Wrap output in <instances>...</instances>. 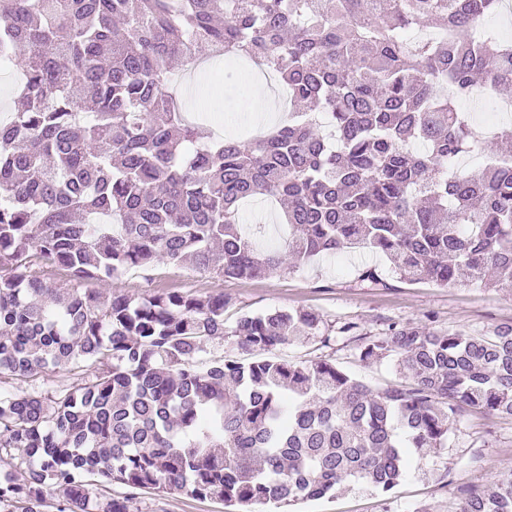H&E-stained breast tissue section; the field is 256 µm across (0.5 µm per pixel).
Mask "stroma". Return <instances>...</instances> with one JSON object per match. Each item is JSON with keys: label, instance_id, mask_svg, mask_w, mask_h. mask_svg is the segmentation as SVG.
<instances>
[{"label": "stroma", "instance_id": "stroma-1", "mask_svg": "<svg viewBox=\"0 0 512 512\" xmlns=\"http://www.w3.org/2000/svg\"><path fill=\"white\" fill-rule=\"evenodd\" d=\"M211 71L210 61L205 60L180 75L190 117L221 111L225 134L245 139L252 131L270 129L280 121L282 95L277 79L241 63L225 72L222 95L216 99L199 92ZM364 264L379 267L386 286L360 284L355 271ZM121 284L124 293L136 297L157 292L222 293L232 302L226 313L230 321L241 311L316 310L333 328L330 341L315 338L288 345L282 358L291 362L329 360L380 390L398 381L394 360L361 361V337L380 335L393 323L414 322L464 334L485 333L496 325L512 323V288L409 285L397 279L385 259L366 250L326 255L296 270L247 279L223 280L186 264H164L129 273ZM345 324L351 325V332H342ZM509 469L512 418L462 408L450 420L446 447L413 452L409 468L393 491L374 494L343 489L335 497L299 505L298 512H461L470 493L486 489L500 472ZM112 494L129 496V512H232L224 502L173 491L132 492L116 484Z\"/></svg>", "mask_w": 512, "mask_h": 512}]
</instances>
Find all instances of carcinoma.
Here are the masks:
<instances>
[{
  "mask_svg": "<svg viewBox=\"0 0 512 512\" xmlns=\"http://www.w3.org/2000/svg\"><path fill=\"white\" fill-rule=\"evenodd\" d=\"M499 0H0V58L23 76L0 121V512H127L97 487L234 505L318 500L346 482L382 493L410 448H443L469 406L512 417V323L481 336L391 325L359 357L397 358L382 391L283 347L319 335L304 308L241 314L223 294L120 291L132 269L191 262L224 278L369 249L409 284L512 288V140L480 138L460 103L512 87ZM437 34L406 44V35ZM246 58L288 90V122L241 141L186 120L177 65ZM274 200L290 235L264 248L241 203ZM59 266L64 283L35 268ZM367 286L380 270H357ZM107 283L112 294L84 287ZM254 355L222 354L224 337ZM213 347L208 363L200 355ZM461 512H512V470ZM49 375L50 376L47 381V376L45 375L34 381L30 379H9L6 381V383L0 384V390L1 392L27 393L49 386L60 387L70 382L68 375L64 372H49ZM43 379L45 380L43 381Z\"/></svg>",
  "mask_w": 512,
  "mask_h": 512,
  "instance_id": "carcinoma-1",
  "label": "carcinoma"
}]
</instances>
